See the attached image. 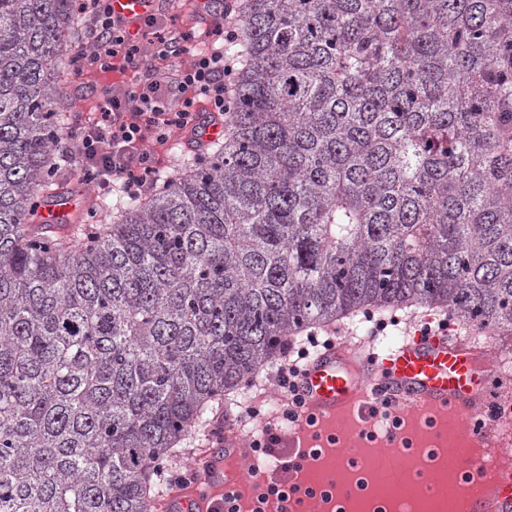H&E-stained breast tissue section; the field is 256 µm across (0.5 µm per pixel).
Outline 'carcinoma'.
Listing matches in <instances>:
<instances>
[{
	"label": "carcinoma",
	"mask_w": 512,
	"mask_h": 512,
	"mask_svg": "<svg viewBox=\"0 0 512 512\" xmlns=\"http://www.w3.org/2000/svg\"><path fill=\"white\" fill-rule=\"evenodd\" d=\"M80 0H0V512H152L282 339L366 309L512 334V0H240L224 139L78 243L31 219ZM374 312L376 318L381 317L389 320L392 317L399 322L398 326L394 327L396 329L395 333L398 334L397 336H403L408 330L413 331L416 325L423 324L429 317H433L438 321L445 316L443 311L428 307H411Z\"/></svg>",
	"instance_id": "cac0c4a2"
}]
</instances>
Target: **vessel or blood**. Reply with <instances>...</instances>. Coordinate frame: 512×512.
<instances>
[{
	"label": "vessel or blood",
	"instance_id": "obj_1",
	"mask_svg": "<svg viewBox=\"0 0 512 512\" xmlns=\"http://www.w3.org/2000/svg\"><path fill=\"white\" fill-rule=\"evenodd\" d=\"M155 0H111L113 17L137 30ZM485 349L459 334L443 330L416 331L385 346L342 341L314 354L298 382L302 399L299 417L281 434L284 448H336L329 473L309 485L311 496L344 499L360 486L338 482L351 469L354 452L364 439L337 447L335 423L358 429L373 408L389 401L393 410L413 419L422 433L438 432L443 418L460 421L470 448L459 461V481L473 485L471 512H512V457L504 450L512 437L496 435L474 425L472 415L489 402L505 404L512 396L489 394L492 373ZM223 467L212 471L208 483L196 482L157 501V512H224V500L213 486L223 484Z\"/></svg>",
	"mask_w": 512,
	"mask_h": 512
}]
</instances>
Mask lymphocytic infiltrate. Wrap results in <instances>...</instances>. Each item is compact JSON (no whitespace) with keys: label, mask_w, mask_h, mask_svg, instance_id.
Returning <instances> with one entry per match:
<instances>
[{"label":"lymphocytic infiltrate","mask_w":512,"mask_h":512,"mask_svg":"<svg viewBox=\"0 0 512 512\" xmlns=\"http://www.w3.org/2000/svg\"><path fill=\"white\" fill-rule=\"evenodd\" d=\"M94 26L93 50L76 54L73 74L111 69L114 61L138 66L144 58L141 36L151 39L153 52L168 63L165 77L148 74L144 81L107 101L101 119L82 131L72 146L62 149V158L78 160L86 185L116 187L124 198L136 200L156 187L160 172L155 153L143 146L144 131H152L156 145H164L175 132H192L200 118L197 100L210 111L223 112L230 97L236 62L224 52L235 41L239 17L233 0L224 4L223 21L206 29L209 49L193 51L194 30L169 29L165 19L147 15L139 34H132L112 17L110 0H91ZM194 53L190 66H183L186 53Z\"/></svg>","instance_id":"f902f5d3"}]
</instances>
